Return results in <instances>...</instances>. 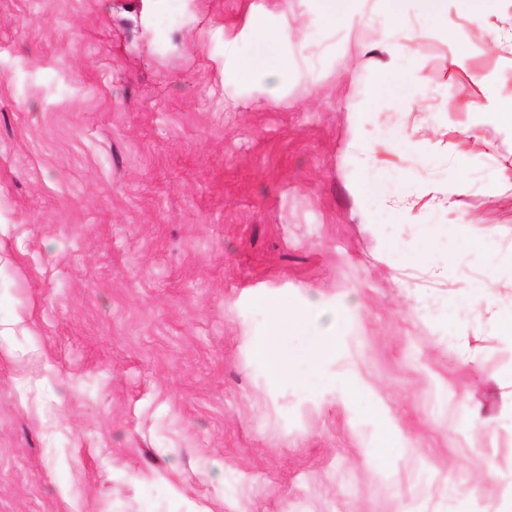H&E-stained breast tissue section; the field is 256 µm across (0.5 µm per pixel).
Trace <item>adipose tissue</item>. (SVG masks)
<instances>
[{"label":"adipose tissue","mask_w":512,"mask_h":512,"mask_svg":"<svg viewBox=\"0 0 512 512\" xmlns=\"http://www.w3.org/2000/svg\"><path fill=\"white\" fill-rule=\"evenodd\" d=\"M380 10L386 12L393 22H400L403 17H411L414 25L402 33L386 30L382 33L377 48L387 57L395 58L409 54L418 34L417 24L424 17L436 16L439 19L442 35L457 45L458 51L453 56L454 65L465 66L468 53L464 46L467 42L465 22L480 23L490 21L492 41L512 46V14H501L498 0H456L455 13H448L446 0H374ZM288 69L287 62L279 55H271L262 63L243 61L225 71L227 81L251 87L265 95L276 96L279 83H282ZM476 85L480 99L475 106L480 124L508 128L512 130V101L502 100L483 78L477 79ZM268 307L273 316V324L266 329L258 341L268 356L271 370L284 378L295 377L296 356L288 350L289 336L312 329L314 305L310 302L293 303L277 299L270 300Z\"/></svg>","instance_id":"1"}]
</instances>
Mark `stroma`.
Returning <instances> with one entry per match:
<instances>
[{"mask_svg":"<svg viewBox=\"0 0 512 512\" xmlns=\"http://www.w3.org/2000/svg\"><path fill=\"white\" fill-rule=\"evenodd\" d=\"M324 0H0V512H489L512 495V48ZM264 10L291 41L251 38ZM277 99L226 83L269 53ZM375 110L366 91L382 68ZM415 74L416 83L403 82ZM414 186L461 176L428 246L356 192V128ZM442 141L399 153L389 139ZM494 278V306L473 287ZM336 327L274 376L269 299ZM461 497H453V490ZM480 93V99L474 108L479 116L476 127L487 125L512 130V100H502L484 78L475 81ZM315 338L311 348L305 354L308 355L313 365H319L323 359L329 357L336 349V329L317 333Z\"/></svg>","mask_w":512,"mask_h":512,"instance_id":"stroma-1","label":"stroma"}]
</instances>
